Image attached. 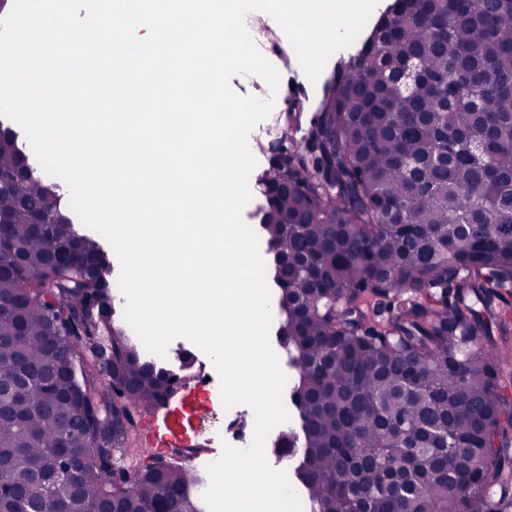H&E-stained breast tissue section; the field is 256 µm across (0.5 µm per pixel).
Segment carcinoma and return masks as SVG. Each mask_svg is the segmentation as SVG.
<instances>
[{"mask_svg": "<svg viewBox=\"0 0 512 512\" xmlns=\"http://www.w3.org/2000/svg\"><path fill=\"white\" fill-rule=\"evenodd\" d=\"M304 141L314 158L271 161L256 183L299 421L276 451L309 512H506L512 0H394L336 63ZM1 170L0 383L20 359L57 381L28 376L0 418V483L42 512H201L208 480L180 449L140 455L142 415L162 410L173 373L112 321L103 247L3 125ZM50 411L86 415L74 487Z\"/></svg>", "mask_w": 512, "mask_h": 512, "instance_id": "cac0c4a2", "label": "carcinoma"}]
</instances>
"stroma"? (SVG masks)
I'll return each instance as SVG.
<instances>
[{"mask_svg":"<svg viewBox=\"0 0 512 512\" xmlns=\"http://www.w3.org/2000/svg\"><path fill=\"white\" fill-rule=\"evenodd\" d=\"M247 27L253 36L259 50L272 63L280 75L277 92H270L263 79L255 75H234L230 85L235 93L241 96H256L260 98L273 97L274 105L270 114L261 121L249 136V148L256 159L257 169L268 168L270 157L277 152L280 146H288L296 152H304V130H297L291 140H283L281 130L288 123L289 113L302 112L304 117H311L319 108L323 97L324 86L331 78L337 61L349 57L355 51L354 46H346L334 52L325 64L317 81H310L306 76L297 54L287 36L271 16L256 18L247 16ZM296 86V95H289V86ZM191 353L194 359L205 365L207 372L213 376L212 402L214 414L206 432L200 436L199 441L206 447V463L217 461L224 445L235 448H244L245 443L234 438L228 427L230 421L250 424L254 421L252 409L245 405L225 407L221 397V385L217 383L218 371L211 358L184 337H177L167 346L164 362L168 368L179 369L182 353Z\"/></svg>","mask_w":512,"mask_h":512,"instance_id":"1","label":"stroma"}]
</instances>
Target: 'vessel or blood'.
Wrapping results in <instances>:
<instances>
[{"instance_id": "1", "label": "vessel or blood", "mask_w": 512, "mask_h": 512, "mask_svg": "<svg viewBox=\"0 0 512 512\" xmlns=\"http://www.w3.org/2000/svg\"><path fill=\"white\" fill-rule=\"evenodd\" d=\"M211 385L210 378L198 376L183 386L178 400L165 412L144 414L141 445L145 453L160 455L171 448L195 447L199 438L195 422L208 413Z\"/></svg>"}]
</instances>
